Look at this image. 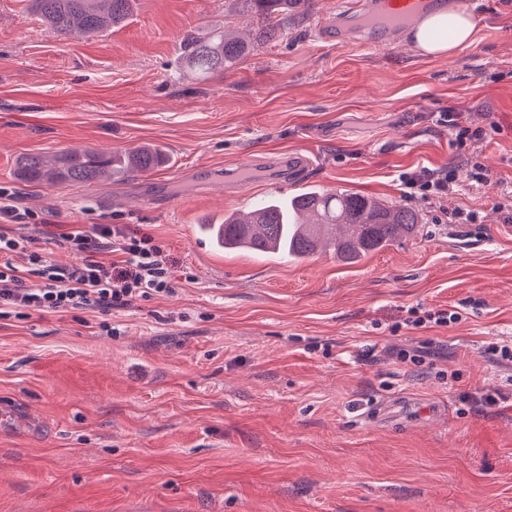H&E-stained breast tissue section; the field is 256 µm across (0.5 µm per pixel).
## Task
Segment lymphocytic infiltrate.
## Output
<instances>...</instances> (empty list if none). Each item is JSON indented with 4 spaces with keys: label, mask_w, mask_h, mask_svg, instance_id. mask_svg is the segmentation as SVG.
Wrapping results in <instances>:
<instances>
[{
    "label": "lymphocytic infiltrate",
    "mask_w": 512,
    "mask_h": 512,
    "mask_svg": "<svg viewBox=\"0 0 512 512\" xmlns=\"http://www.w3.org/2000/svg\"><path fill=\"white\" fill-rule=\"evenodd\" d=\"M410 199H443L454 192V178L445 168H421L400 174ZM17 229L0 231V318L25 312L109 313L141 298L168 296L178 286L161 260L162 248L148 232L123 224H73L50 238L77 258L69 268L54 265L35 248L40 228L19 224L14 197L0 189V219ZM22 255L25 265L15 264Z\"/></svg>",
    "instance_id": "1"
}]
</instances>
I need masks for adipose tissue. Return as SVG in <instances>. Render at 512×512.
Returning <instances> with one entry per match:
<instances>
[{
	"label": "adipose tissue",
	"mask_w": 512,
	"mask_h": 512,
	"mask_svg": "<svg viewBox=\"0 0 512 512\" xmlns=\"http://www.w3.org/2000/svg\"><path fill=\"white\" fill-rule=\"evenodd\" d=\"M476 28V19L464 10H441L423 18L408 35L418 53L450 55L470 45Z\"/></svg>",
	"instance_id": "1"
}]
</instances>
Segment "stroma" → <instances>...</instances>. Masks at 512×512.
<instances>
[{"mask_svg": "<svg viewBox=\"0 0 512 512\" xmlns=\"http://www.w3.org/2000/svg\"><path fill=\"white\" fill-rule=\"evenodd\" d=\"M338 2L203 77L187 35L253 29L224 0H135L96 38L0 0V188L40 224L150 230L183 283L108 332L93 310L0 319V512H512V364L487 352L512 341V0H480L449 59L321 37ZM448 110L487 137L458 147ZM144 144L169 165L93 188L16 177L25 154ZM422 167L451 169L455 195L414 201L418 232L356 264L227 252L199 227L307 187L400 205L399 174ZM452 307L450 326L405 325ZM418 346L424 363L397 359ZM404 400V422L368 415Z\"/></svg>", "mask_w": 512, "mask_h": 512, "instance_id": "stroma-1", "label": "stroma"}]
</instances>
